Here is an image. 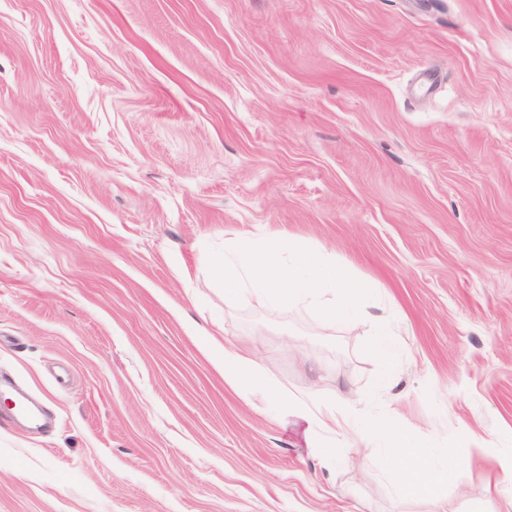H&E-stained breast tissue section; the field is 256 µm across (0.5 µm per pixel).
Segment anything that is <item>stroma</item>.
I'll list each match as a JSON object with an SVG mask.
<instances>
[{"instance_id": "1", "label": "stroma", "mask_w": 512, "mask_h": 512, "mask_svg": "<svg viewBox=\"0 0 512 512\" xmlns=\"http://www.w3.org/2000/svg\"><path fill=\"white\" fill-rule=\"evenodd\" d=\"M285 234L378 288L365 318L229 298L226 239ZM463 459L328 464L286 397ZM252 355L254 407L204 353ZM0 512H512V0H0ZM393 334L383 319H378L372 338L373 349L389 363H392L398 355V348L392 338ZM391 383L390 374H386L370 391L364 401L352 413L343 415L336 406L329 405L312 394L294 395L287 401V414L308 421L314 419L327 433L326 440L318 444L322 454L329 461L341 459L336 448V429L342 423H350L360 439L359 448H373L378 443L390 450L400 461L398 489L405 495H427L439 500L435 495L439 485L456 470V467L433 466L425 454L413 449L412 443L395 426H383L378 421L373 409L374 396Z\"/></svg>"}]
</instances>
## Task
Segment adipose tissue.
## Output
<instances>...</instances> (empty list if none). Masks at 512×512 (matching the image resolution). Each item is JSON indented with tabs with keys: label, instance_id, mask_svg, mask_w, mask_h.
<instances>
[{
	"label": "adipose tissue",
	"instance_id": "obj_1",
	"mask_svg": "<svg viewBox=\"0 0 512 512\" xmlns=\"http://www.w3.org/2000/svg\"><path fill=\"white\" fill-rule=\"evenodd\" d=\"M216 281L240 295L260 303L285 308L305 301L332 325L361 318L372 292L369 283L356 279L348 267L336 264L311 243L267 235L236 237L224 245V257L213 269ZM205 350L214 366L224 374L225 384L244 400L254 401L266 393L270 383L256 360L210 339ZM288 415L315 420L326 432L320 444L327 460H340L336 430L351 424L364 448L381 445L400 461L398 489L406 495L435 496L440 484L452 473L450 467L433 466L423 452L413 448L402 429L378 421L370 401H363L352 413L341 414L311 394L295 395L286 404Z\"/></svg>",
	"mask_w": 512,
	"mask_h": 512
}]
</instances>
